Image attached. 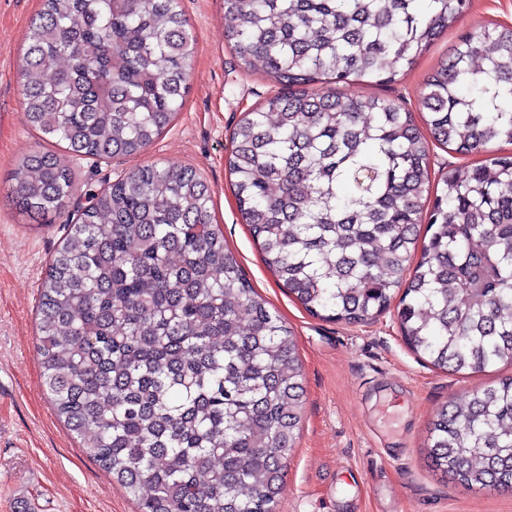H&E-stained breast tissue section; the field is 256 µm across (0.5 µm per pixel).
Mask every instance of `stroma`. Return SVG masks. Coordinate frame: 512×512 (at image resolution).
<instances>
[{"label":"stroma","instance_id":"obj_1","mask_svg":"<svg viewBox=\"0 0 512 512\" xmlns=\"http://www.w3.org/2000/svg\"><path fill=\"white\" fill-rule=\"evenodd\" d=\"M197 49L189 90L174 121L138 155L66 157L73 203L132 168L157 161L193 168L209 185L211 218L246 279L292 328L306 390L278 512H512V490H469L433 471L425 454L439 406L497 385L512 366L455 373L433 367L404 342L396 309L367 323L308 313L281 288L238 212L226 166L230 138L246 112L277 94L262 72L243 70L225 37L222 0H181ZM42 0H0V512H138V506L69 435L43 387L36 310L66 214L21 215L10 194L21 158L40 143L23 119L17 62ZM512 26V0H470L468 9L387 85L337 84L418 111L427 75L461 35Z\"/></svg>","mask_w":512,"mask_h":512}]
</instances>
